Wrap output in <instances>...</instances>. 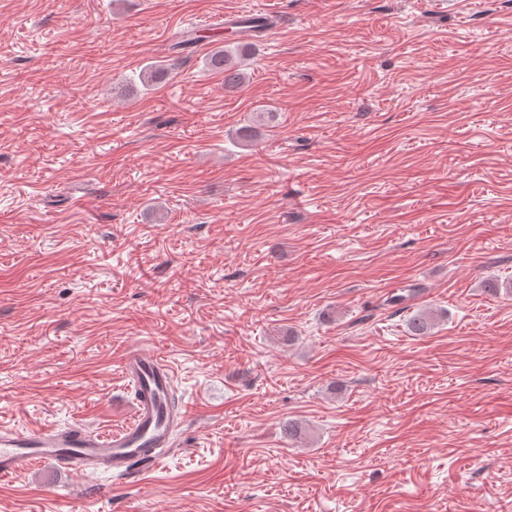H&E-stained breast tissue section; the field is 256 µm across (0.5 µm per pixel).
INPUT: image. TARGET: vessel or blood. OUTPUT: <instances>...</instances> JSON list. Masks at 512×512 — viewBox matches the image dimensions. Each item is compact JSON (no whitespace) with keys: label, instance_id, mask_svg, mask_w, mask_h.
Masks as SVG:
<instances>
[{"label":"vessel or blood","instance_id":"vessel-or-blood-1","mask_svg":"<svg viewBox=\"0 0 512 512\" xmlns=\"http://www.w3.org/2000/svg\"><path fill=\"white\" fill-rule=\"evenodd\" d=\"M121 373L135 386L134 412L125 426L112 433L93 432L79 423L26 430L0 425V480L42 463L74 474L104 467L124 477L134 466L158 463L190 417L187 405L172 400L175 372L155 355L132 351L123 357Z\"/></svg>","mask_w":512,"mask_h":512}]
</instances>
